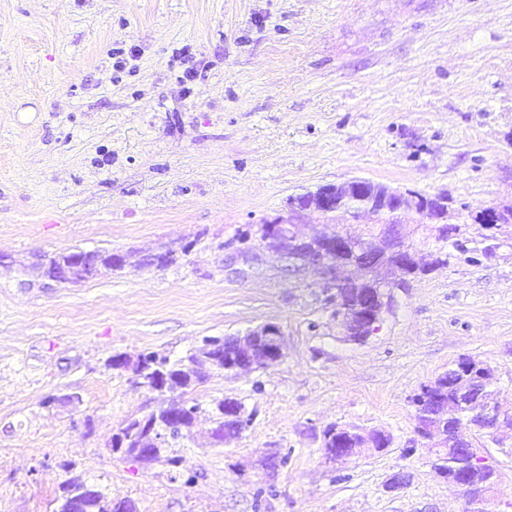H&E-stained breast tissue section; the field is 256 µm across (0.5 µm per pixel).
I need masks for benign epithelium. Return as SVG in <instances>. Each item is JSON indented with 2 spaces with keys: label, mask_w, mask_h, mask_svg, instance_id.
<instances>
[{
  "label": "benign epithelium",
  "mask_w": 512,
  "mask_h": 512,
  "mask_svg": "<svg viewBox=\"0 0 512 512\" xmlns=\"http://www.w3.org/2000/svg\"><path fill=\"white\" fill-rule=\"evenodd\" d=\"M362 185L363 182L358 179L342 184H331L327 189L316 191L301 202L296 199L290 200L287 213L263 221L264 240L281 248L280 263L283 269L290 275H296L303 269L314 268L325 285L323 297L326 303L336 310L341 307L345 309V313L336 315V321L342 334L346 336L364 331L371 335L377 333L384 313L390 309L386 301L392 294L395 284L409 283L426 272V268L416 260L414 253L402 239H397L388 232L378 239L365 240H356L330 230L313 237L303 234L301 227L307 215H329L340 210L343 198ZM358 211L374 215L414 211L432 223H439L448 218V196L424 195L416 190H398L381 184L372 188L371 199L358 208ZM510 215L511 204L495 206L475 215L474 222L495 228L500 225L501 218ZM53 257V253L37 256L31 263V269L52 282L69 278L80 283L95 280L111 271L112 263L115 261H129L128 255L120 252L88 263L59 261L57 267L49 271L47 264ZM363 280L368 287L360 288L351 294L345 291L348 283ZM255 343L260 344V361L264 367L280 361L284 356L280 327L265 325L241 339L242 361L231 364L227 370L238 372L254 367L250 345ZM457 373L459 387L456 392V403L467 411V427H455L450 430L446 425L434 426L424 419L420 420V430L424 437H439L432 449L436 454L441 452L439 446L447 440L450 431L464 443L468 440V430L482 429L493 435L500 424V420L492 418L482 388V385L493 382L491 370L480 362L464 357L457 363ZM347 432L348 429L338 426L334 434L325 436L326 442L323 443L322 453L327 461L339 464L360 452L358 448L332 447V442H341ZM164 443L165 438L158 434L154 438L153 447L129 452L125 449L121 436L116 434L112 438L111 446L114 452L132 457L151 453ZM495 485L496 482L490 479L480 494L465 495L467 512H484L483 504L488 500V493L492 492Z\"/></svg>",
  "instance_id": "7a95c632"
}]
</instances>
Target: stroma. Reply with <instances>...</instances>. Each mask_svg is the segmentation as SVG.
Segmentation results:
<instances>
[{"instance_id":"stroma-1","label":"stroma","mask_w":512,"mask_h":512,"mask_svg":"<svg viewBox=\"0 0 512 512\" xmlns=\"http://www.w3.org/2000/svg\"><path fill=\"white\" fill-rule=\"evenodd\" d=\"M354 178L447 194L456 227L443 244L398 214L418 257L445 263L362 344L313 271L231 260L237 230ZM495 204H512V0H0V512H54L71 477L137 512H465L409 398L466 356L512 402V224L472 219ZM171 242L190 251L166 269L21 285L38 253ZM269 324L280 362L193 393L242 401V434L213 445L199 415L176 470L113 453L167 399L112 356L175 361ZM332 425L392 443L335 465ZM475 445L500 474L491 512H512V428Z\"/></svg>"}]
</instances>
